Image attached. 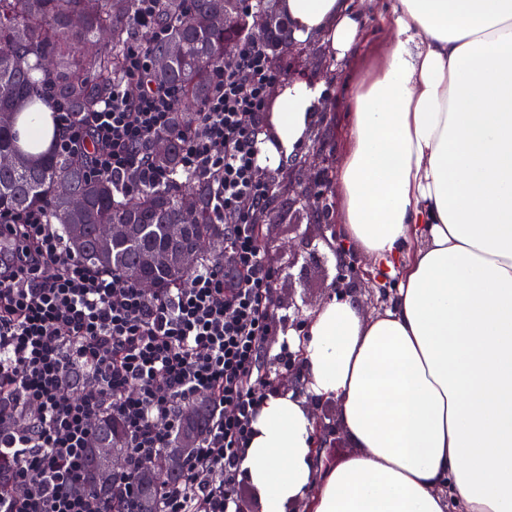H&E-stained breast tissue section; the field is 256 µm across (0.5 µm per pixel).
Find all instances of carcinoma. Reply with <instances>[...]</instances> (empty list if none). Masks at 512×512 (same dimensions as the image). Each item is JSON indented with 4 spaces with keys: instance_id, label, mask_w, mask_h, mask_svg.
Masks as SVG:
<instances>
[{
    "instance_id": "obj_1",
    "label": "carcinoma",
    "mask_w": 512,
    "mask_h": 512,
    "mask_svg": "<svg viewBox=\"0 0 512 512\" xmlns=\"http://www.w3.org/2000/svg\"><path fill=\"white\" fill-rule=\"evenodd\" d=\"M277 0H159L157 22L161 37L149 47L155 58L168 62L155 67L153 82L175 88L181 106L174 125L188 127L198 107L215 89L214 71L224 66L228 42L247 39L252 29L263 27L265 43L277 55H288L281 44L285 29L276 11ZM137 0H0V212H18L42 205L51 223L62 225L72 237L70 225L83 228V242L75 247L83 260L127 280L133 270L152 278L157 290L184 284L193 270L176 266L147 268L144 256L171 252L208 242L197 256L198 264L224 257V225L216 223L211 187L201 180L186 178L180 171V147L166 140L167 149L151 151L152 163L175 180L126 195L119 183L90 176L86 168L67 157L40 150L44 132L35 129L28 147L18 141L15 124L21 113L41 101L43 80L52 83L55 95L74 112L96 108L122 71L125 53L135 36ZM192 13L196 24L183 22ZM229 25H224V21ZM191 196L196 216L179 240L170 237L168 225L182 223L180 208ZM84 200L82 207L75 199ZM107 224H133L127 238L102 247L101 231ZM210 405L200 399L182 413L180 427L156 460L154 475L138 473L133 483L139 512H160L159 489L181 471L164 466L166 455L183 447V437L200 441L208 430ZM96 444L111 449L102 460L95 449H85L84 487L112 492L117 472L113 461L125 456L122 424L115 418L102 420L96 429Z\"/></svg>"
}]
</instances>
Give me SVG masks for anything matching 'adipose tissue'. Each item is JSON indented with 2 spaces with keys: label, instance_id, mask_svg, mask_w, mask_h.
<instances>
[{
  "label": "adipose tissue",
  "instance_id": "1",
  "mask_svg": "<svg viewBox=\"0 0 512 512\" xmlns=\"http://www.w3.org/2000/svg\"><path fill=\"white\" fill-rule=\"evenodd\" d=\"M295 37L361 40L338 0H280ZM339 166L347 243L399 264L384 313L315 314L308 389L357 453L318 477L306 400L262 402L240 471L262 512H512V0H394ZM323 89L288 82L261 163L297 153Z\"/></svg>",
  "mask_w": 512,
  "mask_h": 512
}]
</instances>
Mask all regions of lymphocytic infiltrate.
Here are the masks:
<instances>
[{"mask_svg": "<svg viewBox=\"0 0 512 512\" xmlns=\"http://www.w3.org/2000/svg\"><path fill=\"white\" fill-rule=\"evenodd\" d=\"M158 4L138 0L145 38L98 108L71 111L43 86L61 130L52 151L134 193L170 181L144 150L172 136L182 170L212 184L224 258L149 294L75 256L45 208L0 213V512H138L133 475L200 396L210 427L182 477L163 485L160 512H239V450L272 383L260 360L275 271L252 217L272 200L259 154L281 71L263 41L243 42L237 65L215 72L195 123L175 127L178 92L150 79ZM108 415L127 433L118 508L82 486V451Z\"/></svg>", "mask_w": 512, "mask_h": 512, "instance_id": "lymphocytic-infiltrate-1", "label": "lymphocytic infiltrate"}]
</instances>
